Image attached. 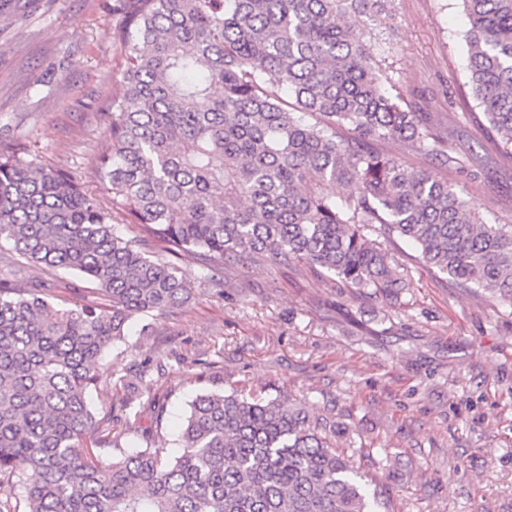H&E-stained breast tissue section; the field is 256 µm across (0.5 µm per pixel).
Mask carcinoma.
<instances>
[{
  "instance_id": "obj_1",
  "label": "carcinoma",
  "mask_w": 512,
  "mask_h": 512,
  "mask_svg": "<svg viewBox=\"0 0 512 512\" xmlns=\"http://www.w3.org/2000/svg\"><path fill=\"white\" fill-rule=\"evenodd\" d=\"M460 2L462 99L492 143L463 158L367 65L356 21L382 0H115L123 92L103 104L92 162L109 205L0 146V243L108 297L56 308L18 274L0 278V488L23 493L0 512H394L357 462L372 449L296 400L232 381L191 402L176 455L108 459L89 396L128 323L190 298L172 256L196 258L207 282L304 262L393 308L411 279L367 233L377 224L435 273L512 306V225L374 148L400 141L445 168L512 159V0Z\"/></svg>"
}]
</instances>
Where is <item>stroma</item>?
Instances as JSON below:
<instances>
[{
	"label": "stroma",
	"instance_id": "obj_1",
	"mask_svg": "<svg viewBox=\"0 0 512 512\" xmlns=\"http://www.w3.org/2000/svg\"><path fill=\"white\" fill-rule=\"evenodd\" d=\"M113 0H0V145L30 149L96 197L91 160L104 139L102 102L121 92ZM369 64L413 95L454 147L486 140L456 91L466 80L459 0H388L367 26ZM490 224H512V164L475 174L438 169ZM389 247L412 286L400 307L341 288L307 264L236 270L230 287L178 268L194 296L144 316L107 352L93 396L122 442L154 433L172 453L190 402L229 382L287 393L348 425L370 447L396 512H512V306L435 277L402 239ZM52 302L100 300L67 270L30 266ZM158 399L161 417L143 410Z\"/></svg>",
	"mask_w": 512,
	"mask_h": 512
}]
</instances>
